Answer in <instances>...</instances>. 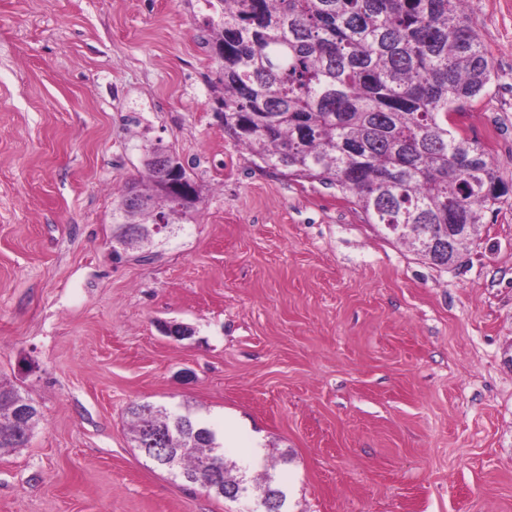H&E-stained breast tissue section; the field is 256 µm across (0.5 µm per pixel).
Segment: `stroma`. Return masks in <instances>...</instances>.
<instances>
[{
    "label": "stroma",
    "mask_w": 512,
    "mask_h": 512,
    "mask_svg": "<svg viewBox=\"0 0 512 512\" xmlns=\"http://www.w3.org/2000/svg\"><path fill=\"white\" fill-rule=\"evenodd\" d=\"M206 0H0V386L39 408L0 512H242L131 440L190 409L261 443L285 512H512V0L473 14L506 193L438 267L336 188L255 165L215 112ZM200 201L115 256L156 145ZM191 327L190 336L166 326Z\"/></svg>",
    "instance_id": "1"
}]
</instances>
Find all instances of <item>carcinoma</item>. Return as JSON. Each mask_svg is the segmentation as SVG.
<instances>
[{
  "label": "carcinoma",
  "mask_w": 512,
  "mask_h": 512,
  "mask_svg": "<svg viewBox=\"0 0 512 512\" xmlns=\"http://www.w3.org/2000/svg\"><path fill=\"white\" fill-rule=\"evenodd\" d=\"M219 13L206 40L220 63L224 132L266 166L350 194L370 224L421 255L448 237L446 266L508 191L493 158L449 120L491 80L469 0H205ZM150 204L118 207L115 246L150 241L155 216L178 214L159 183H131ZM26 397L0 388V451L28 442L39 411L13 423ZM136 447L171 448L177 477L203 485L209 456L224 461L216 428L191 412L130 407Z\"/></svg>",
  "instance_id": "cac0c4a2"
}]
</instances>
